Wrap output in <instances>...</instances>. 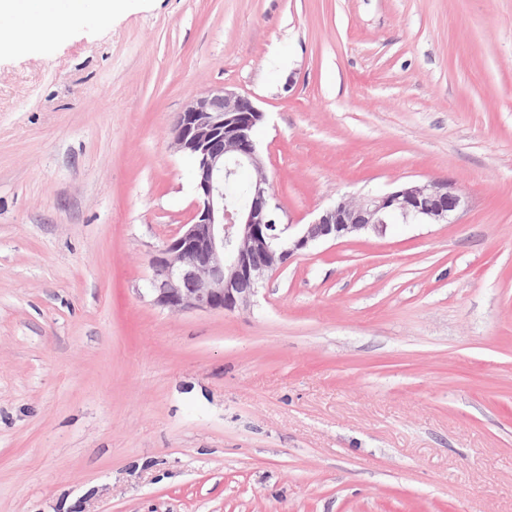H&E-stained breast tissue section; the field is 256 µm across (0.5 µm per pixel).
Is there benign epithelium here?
<instances>
[{"label": "benign epithelium", "mask_w": 512, "mask_h": 512, "mask_svg": "<svg viewBox=\"0 0 512 512\" xmlns=\"http://www.w3.org/2000/svg\"><path fill=\"white\" fill-rule=\"evenodd\" d=\"M263 120L250 97L224 87L179 113L172 147L192 161L196 200L189 221L152 256L148 292L155 305L175 312L243 310L265 276L319 242L381 235L392 216L450 223L465 209L453 182L430 180L342 197L308 224H284L252 137ZM243 171L250 176L249 201L229 205L224 180Z\"/></svg>", "instance_id": "obj_1"}]
</instances>
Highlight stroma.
I'll return each instance as SVG.
<instances>
[{
	"label": "stroma",
	"instance_id": "stroma-1",
	"mask_svg": "<svg viewBox=\"0 0 512 512\" xmlns=\"http://www.w3.org/2000/svg\"><path fill=\"white\" fill-rule=\"evenodd\" d=\"M0 47V512H512V0H125ZM219 87L284 221L453 181L451 224L325 242L172 312L170 146Z\"/></svg>",
	"mask_w": 512,
	"mask_h": 512
}]
</instances>
